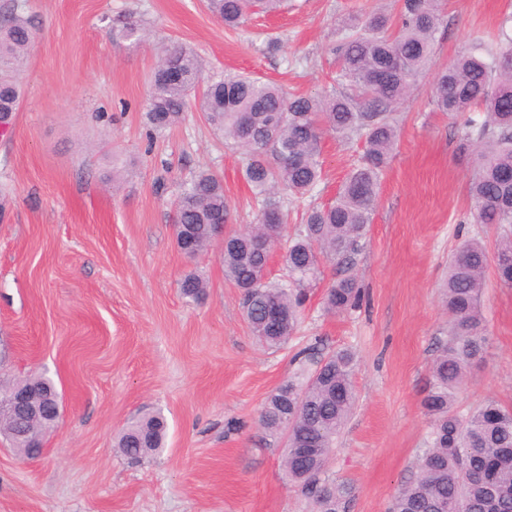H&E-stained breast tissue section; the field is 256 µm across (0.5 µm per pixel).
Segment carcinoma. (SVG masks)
<instances>
[{
  "mask_svg": "<svg viewBox=\"0 0 512 512\" xmlns=\"http://www.w3.org/2000/svg\"><path fill=\"white\" fill-rule=\"evenodd\" d=\"M283 0H205L207 10L224 27L238 30L255 14L277 11ZM436 0H403L397 16L375 11L342 21L343 36L332 49L336 79L318 96L294 95L276 83L238 73L206 75L201 57L181 44L164 50L154 68L147 120L155 130L178 124L196 85L206 82L196 108L224 140L245 151L243 178L258 204L256 224L232 233L224 247V277L241 295L242 309L254 336L268 347L288 343L301 325V308L322 274L323 263L340 266V277L327 288L324 308L343 313L359 306L361 289L349 275L377 205L380 181L397 142L392 114L420 75L428 70L440 27ZM27 17L11 9L0 16V125L19 111V71L32 43ZM113 39L138 45L142 28L128 23ZM436 110L453 115L479 111L469 120L464 140L473 144L476 172L469 184L473 223L503 231L494 255L471 237L456 247L445 288L451 329L432 368L433 382L423 400L431 418L428 447L418 471L399 489L390 512H512V408L488 399L465 414L456 400L470 368L482 358L481 296L491 258L498 280L512 286V34L491 47L476 39L433 80ZM358 135L364 153L326 205H311L303 231L288 242V279L268 280L269 250L257 239L281 241L284 198L313 195L322 176L321 141L325 134ZM230 206L224 183L201 169L174 201L175 238L179 250L194 257L213 242V224ZM194 301L206 294L195 274L179 282ZM280 327L268 331L270 313ZM355 357L349 350L328 351L306 374L277 387L266 399L260 424L271 433H288L283 467L300 486L316 512H345L349 488L326 476L334 441L356 403ZM56 429L48 417L34 423L22 415L4 419L0 430L18 448H36V435ZM166 419L145 415L126 425L116 447L133 464L153 458L164 447ZM314 448L304 464L293 448Z\"/></svg>",
  "mask_w": 512,
  "mask_h": 512,
  "instance_id": "obj_1",
  "label": "carcinoma"
}]
</instances>
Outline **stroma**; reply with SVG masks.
Segmentation results:
<instances>
[{
  "mask_svg": "<svg viewBox=\"0 0 512 512\" xmlns=\"http://www.w3.org/2000/svg\"><path fill=\"white\" fill-rule=\"evenodd\" d=\"M14 6L34 38L21 107L0 130V383L46 373L63 419L40 459L0 445V512H312L285 477L283 438L259 424L266 397L312 347L358 357L356 408L327 472L350 489L346 512H388L429 440L421 402L448 339V257L464 238L492 248L499 237L472 221L475 156L462 140L470 115L435 111L432 73L473 38L493 43L512 0H441L433 70L395 114L397 146L354 269L362 303L324 311L339 275L324 263L300 331L277 350L253 336L221 245L193 259L176 246L171 204L199 169L224 181L228 231L252 224L258 205L242 176L245 154L195 105L171 129L148 125L157 55L182 42L209 71L317 94L332 83L339 21L396 13L399 0H288L238 31L203 0H0V13ZM136 20L144 41L113 42ZM362 151L359 137L325 136L316 204L334 199ZM191 271L208 284L200 304L179 291ZM481 309L485 351L457 400L463 413L487 399L512 406V288L491 269ZM156 409L168 421L163 453L128 463L115 447L119 430Z\"/></svg>",
  "mask_w": 512,
  "mask_h": 512,
  "instance_id": "35a3bbf8",
  "label": "stroma"
}]
</instances>
